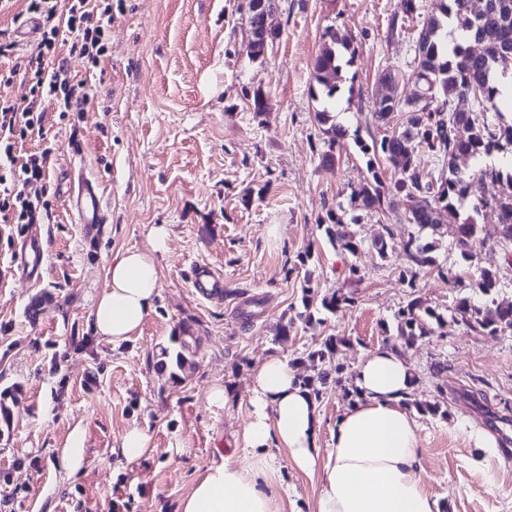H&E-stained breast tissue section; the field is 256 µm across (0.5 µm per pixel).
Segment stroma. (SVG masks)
I'll use <instances>...</instances> for the list:
<instances>
[{
  "label": "stroma",
  "instance_id": "1",
  "mask_svg": "<svg viewBox=\"0 0 512 512\" xmlns=\"http://www.w3.org/2000/svg\"><path fill=\"white\" fill-rule=\"evenodd\" d=\"M281 31L264 60L252 61L246 0H112L111 49L95 80L86 58L59 48L68 76L87 81L93 102L59 116L41 104L44 138L17 146L19 158L49 150L44 222L0 223V393L11 418L0 420V512H178L196 481L225 454L243 452L251 373L264 358L291 361L300 376L316 371L307 358L329 336L343 337L328 366L352 374L377 346L398 342L396 312L413 298L450 317L470 292L475 267L497 270V300L512 302V242L503 241L492 209L476 214L487 245L465 262L454 231L436 256L453 266L458 285L425 273L408 287L403 249L417 233L403 208L354 220L351 186L371 174L359 143L384 131L367 126L378 76L398 69L402 96L417 93L408 35L388 36L402 0H276ZM350 35L353 65L344 67L332 121L347 131L334 164L320 160L326 127L315 114L312 64L326 28ZM262 91L263 112L252 97ZM83 149V167L103 192L108 223L89 230L67 208L60 174ZM344 205V221L363 242L352 254L333 247L318 220ZM167 229L158 253L159 296L139 334L112 344L96 337L92 307L116 254L148 248L153 230ZM37 232L47 244L38 283L24 280L12 259ZM388 234L386 257L371 244ZM311 253L308 267L320 293H352V306L322 313L319 325L298 323L301 277L283 268ZM211 267L230 296L197 294L196 266ZM360 270L349 280L350 266ZM296 319L288 341L273 326ZM188 327L191 364L161 366L162 349ZM414 385L422 479L442 512H512V328L485 336L448 324L445 336L405 347ZM223 386L227 402L213 411L207 396ZM440 404V414L425 413ZM147 431L140 460L118 453L125 431ZM81 432L86 463L64 476L59 458Z\"/></svg>",
  "mask_w": 512,
  "mask_h": 512
}]
</instances>
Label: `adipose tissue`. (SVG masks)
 Returning <instances> with one entry per match:
<instances>
[{
  "instance_id": "1",
  "label": "adipose tissue",
  "mask_w": 512,
  "mask_h": 512,
  "mask_svg": "<svg viewBox=\"0 0 512 512\" xmlns=\"http://www.w3.org/2000/svg\"><path fill=\"white\" fill-rule=\"evenodd\" d=\"M167 239L155 230L149 249L116 257L91 316L101 339L129 340L154 308L160 275L156 259ZM412 374L398 344L376 347L357 364L355 393L331 432L328 450L317 445L316 399L297 381L288 361L272 356L252 372L246 456L229 454L209 467L182 501L180 512H284L287 484L264 490L283 461L319 477L313 512H441L425 488L417 424L404 401ZM286 450L279 459L278 450Z\"/></svg>"
}]
</instances>
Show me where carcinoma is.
<instances>
[{"instance_id": "obj_1", "label": "carcinoma", "mask_w": 512, "mask_h": 512, "mask_svg": "<svg viewBox=\"0 0 512 512\" xmlns=\"http://www.w3.org/2000/svg\"><path fill=\"white\" fill-rule=\"evenodd\" d=\"M470 2L435 0L426 21L411 34L412 76L422 85L420 93L404 99L399 93L402 73L387 68L380 74L378 82L386 88V93L373 101L367 124L387 126L396 112L406 113V120L371 146L357 141L360 150L369 156L367 166L372 179L351 189L348 199L353 210H378L386 203L402 206L409 223L421 231L430 230L433 236L443 224L455 225L457 249L463 260L471 263L476 258L477 246L484 241L479 238V227L473 217L464 215L466 210L477 213L497 204L501 238L512 241V123L503 121L498 109L502 102L512 103V0H483L479 16L471 11ZM327 37L315 58L313 71L322 94L332 99L340 80L336 49L340 47L348 52L351 44L336 31L328 32ZM465 97L472 98L471 109L457 110L456 102ZM490 112L494 117L488 116ZM459 125L466 128L463 138L455 134ZM326 134L329 139L322 161L331 163L336 145L347 132L332 126ZM494 155L501 159V165H485V159ZM425 156L441 161L447 173L436 178L424 173L421 160ZM380 158L394 170L388 183L376 163ZM462 161L473 162V167H461ZM343 224L332 207L319 219V226L324 228L330 243L354 255L361 241L355 234L342 230ZM404 250L410 264L408 287H415L420 273L430 270L437 271L449 284L459 280L453 267L438 263L433 255L435 245L421 236H411ZM474 287L490 300L476 305L468 296L459 298L453 321L487 335L497 333L505 321L512 324V303H499L491 298L499 288L496 272L480 269ZM316 302L321 309L334 314L353 303L354 298L339 289L318 296L312 286V273L306 271L302 285L304 312L299 314V319L309 327L322 323L310 311ZM427 320L441 328L447 325L436 309L424 307L413 298L397 312L398 333L408 342L419 336H430L434 331L425 327ZM344 342L343 338L329 336L320 349L309 353L308 359L321 361ZM175 343L178 348L164 351V357L182 371L188 363L189 344L181 336ZM343 371L340 365L334 369L323 368L302 378V382L318 399L331 378L341 382Z\"/></svg>"}]
</instances>
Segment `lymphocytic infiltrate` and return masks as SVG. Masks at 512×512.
I'll return each mask as SVG.
<instances>
[{
    "instance_id": "f902f5d3",
    "label": "lymphocytic infiltrate",
    "mask_w": 512,
    "mask_h": 512,
    "mask_svg": "<svg viewBox=\"0 0 512 512\" xmlns=\"http://www.w3.org/2000/svg\"><path fill=\"white\" fill-rule=\"evenodd\" d=\"M26 10L42 19L41 38L24 66L0 73V88L17 81L28 87L18 102L0 95V222L5 224H35L41 219L40 201L26 189L45 182L48 154L29 155L22 163L15 157L19 142L44 133L40 102L54 98L67 113L82 111L91 101L84 83H72L63 66L49 63L60 36L69 35L71 52L87 58L94 68L108 55L110 45V0H26Z\"/></svg>"
}]
</instances>
